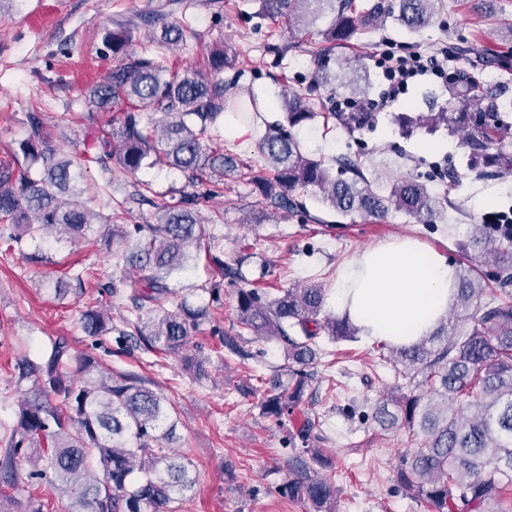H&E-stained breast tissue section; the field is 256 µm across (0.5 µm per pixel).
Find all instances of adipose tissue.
I'll list each match as a JSON object with an SVG mask.
<instances>
[{
    "label": "adipose tissue",
    "instance_id": "1",
    "mask_svg": "<svg viewBox=\"0 0 512 512\" xmlns=\"http://www.w3.org/2000/svg\"><path fill=\"white\" fill-rule=\"evenodd\" d=\"M455 266L411 237L364 250L342 269L332 298L371 340L410 344L448 310Z\"/></svg>",
    "mask_w": 512,
    "mask_h": 512
}]
</instances>
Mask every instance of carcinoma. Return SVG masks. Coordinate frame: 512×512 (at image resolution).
Segmentation results:
<instances>
[{
    "mask_svg": "<svg viewBox=\"0 0 512 512\" xmlns=\"http://www.w3.org/2000/svg\"><path fill=\"white\" fill-rule=\"evenodd\" d=\"M443 0H260L263 17L281 19L309 30L329 18L317 36L327 47L310 49L312 75L300 91L275 80L273 97L283 110L280 120L263 116L258 98L234 92L238 56L224 42L213 43L204 65L182 68L165 51L186 46L194 38L190 24L174 17L175 10L149 13L113 22L105 43L112 51V69L90 91L92 103L112 113L110 130L97 138L96 163L109 173L119 169L137 176L144 169L167 167L183 172L188 183L207 186L210 197L224 193V114L240 122L261 121L259 142L265 167L249 170L259 214L267 211L314 221L330 232L336 225L311 215L309 196L336 217L379 222L392 212L434 224L449 200H440L429 184L413 175L385 183L367 175L364 152L351 157L316 158L304 151L297 132L326 115L348 133L373 126V112H325L337 89L345 99L367 101L370 67L350 64L349 75L335 69L332 51L372 37L391 21L399 33L419 39L440 15ZM142 28L153 35L155 51L132 50ZM448 92L463 107L416 111L414 103L394 114L402 133L410 137L439 127L457 135L468 148L465 163L447 172L452 187L472 173L485 178L512 173V154L498 145L505 117L512 112V89L502 84L488 90L463 69L456 71ZM29 134L21 150L41 162L43 176L11 167L0 168V219L18 230L13 242L36 240L63 231L90 250L99 247L92 235L93 214L76 199L74 176L63 143L48 132L36 113L28 115ZM202 195L182 192L169 202L153 203L156 222L136 224L134 252L129 261L145 275L132 278L122 270L101 285L113 300L123 302L132 317L117 326L98 306L87 308L82 329L89 336L115 334L119 350L178 355L192 333L210 320L220 301V284L206 292L210 302L191 305L176 300L169 279L188 267L189 249L205 252L210 265L225 273L224 236L199 218ZM468 264L457 267V286L445 317L429 334L408 345L379 341V359L390 367L399 394L377 406L381 431H401L416 450L395 467L396 481L427 512H481L499 502L512 486V236L490 224H475L470 238L459 245ZM266 272L249 279L237 267L235 280L238 324L257 339L276 338L288 356L287 381H270L261 403L267 418L281 421L303 400L319 357V339L352 340L360 329L345 316L322 315L327 288L319 282L277 288L259 287ZM94 278L91 268H69L59 281L73 280L80 291ZM222 337L231 355L247 357L242 335ZM72 347L55 336L38 355L25 359L19 378L37 375V386L19 409L9 448L0 456V474H10L19 460L34 466L39 476L50 474L67 486L70 512H181L186 493L197 482L190 458L174 452L176 420L164 396L134 373L112 371L101 359L87 355L70 369ZM407 392H402V389ZM314 421L288 437L295 447L288 461V481L282 493L302 501L310 512H331L336 483L319 471L333 470L332 458Z\"/></svg>",
    "mask_w": 512,
    "mask_h": 512,
    "instance_id": "cac0c4a2",
    "label": "carcinoma"
}]
</instances>
